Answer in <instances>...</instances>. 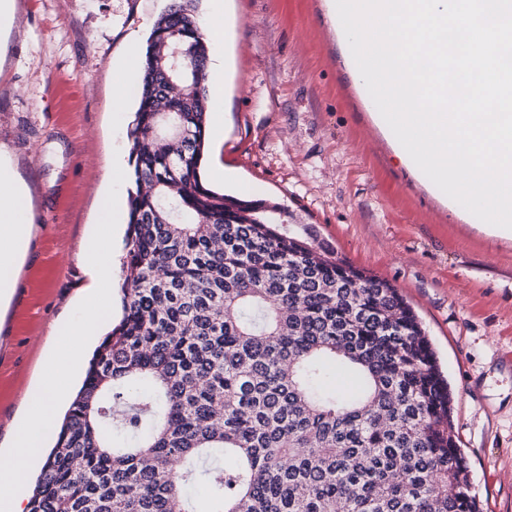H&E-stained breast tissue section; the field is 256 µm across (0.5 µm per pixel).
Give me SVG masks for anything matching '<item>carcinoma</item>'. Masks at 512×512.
<instances>
[{
    "label": "carcinoma",
    "instance_id": "obj_1",
    "mask_svg": "<svg viewBox=\"0 0 512 512\" xmlns=\"http://www.w3.org/2000/svg\"><path fill=\"white\" fill-rule=\"evenodd\" d=\"M197 0L156 20L127 130L122 317L29 512H478L453 398L406 298L277 203L213 190ZM354 379L332 390L333 375ZM230 459L226 466L222 460Z\"/></svg>",
    "mask_w": 512,
    "mask_h": 512
}]
</instances>
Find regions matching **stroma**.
<instances>
[{"label": "stroma", "mask_w": 512, "mask_h": 512, "mask_svg": "<svg viewBox=\"0 0 512 512\" xmlns=\"http://www.w3.org/2000/svg\"><path fill=\"white\" fill-rule=\"evenodd\" d=\"M168 0H15L0 48V152L26 185L33 236L0 316V448L41 356L87 281L84 245L128 159L139 91L112 102L130 34L148 37ZM308 0H224L223 137L202 173L213 188L288 208L340 257L409 301L454 397L456 441L481 512H512V239L415 187L396 150L342 101Z\"/></svg>", "instance_id": "obj_1"}]
</instances>
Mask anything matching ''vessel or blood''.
<instances>
[{
	"label": "vessel or blood",
	"instance_id": "vessel-or-blood-1",
	"mask_svg": "<svg viewBox=\"0 0 512 512\" xmlns=\"http://www.w3.org/2000/svg\"><path fill=\"white\" fill-rule=\"evenodd\" d=\"M310 8L314 13L324 14L329 20L328 32L336 51V66L341 77L339 90L349 107L357 112L371 113L375 128L382 134H389V126L370 97L363 80L359 78L358 68L337 14L335 0H310Z\"/></svg>",
	"mask_w": 512,
	"mask_h": 512
}]
</instances>
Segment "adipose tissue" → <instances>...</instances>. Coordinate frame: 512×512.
<instances>
[{"label": "adipose tissue", "instance_id": "obj_1", "mask_svg": "<svg viewBox=\"0 0 512 512\" xmlns=\"http://www.w3.org/2000/svg\"><path fill=\"white\" fill-rule=\"evenodd\" d=\"M29 210L26 189L9 167L0 165V308L10 302L29 244Z\"/></svg>", "mask_w": 512, "mask_h": 512}]
</instances>
